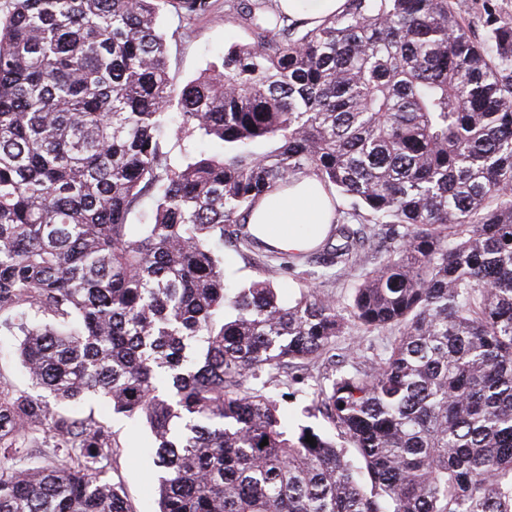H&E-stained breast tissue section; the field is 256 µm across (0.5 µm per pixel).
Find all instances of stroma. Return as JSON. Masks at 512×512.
Listing matches in <instances>:
<instances>
[{"label":"stroma","instance_id":"35a3bbf8","mask_svg":"<svg viewBox=\"0 0 512 512\" xmlns=\"http://www.w3.org/2000/svg\"><path fill=\"white\" fill-rule=\"evenodd\" d=\"M238 0H216L213 10L193 20H181L173 6H165L161 28L168 50V65L177 82L197 77L214 58L231 43L248 41L249 32L236 13ZM232 265L227 276L234 287L267 280L284 296H299L302 290L317 289L322 295L348 307L356 278L303 279L282 262L263 264L251 252L232 253ZM390 330L368 332L350 324L337 336L333 356L289 365L277 374L271 385L281 408L300 419L311 405L310 392L317 383L325 381L335 369L336 361H351L364 367L373 354L381 352L393 341ZM96 417L107 421L117 445L112 460V480L121 484L131 512H155L157 504L148 498L146 483L154 465L148 452L149 437L143 421L110 413L103 400L91 402Z\"/></svg>","mask_w":512,"mask_h":512}]
</instances>
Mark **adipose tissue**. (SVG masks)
<instances>
[{
    "mask_svg": "<svg viewBox=\"0 0 512 512\" xmlns=\"http://www.w3.org/2000/svg\"><path fill=\"white\" fill-rule=\"evenodd\" d=\"M345 0H277L288 17L316 26L341 12ZM332 218L328 194L315 179H298L285 190H276L254 207L249 223L253 233L279 250L294 254L311 249L314 240L298 233L302 224L326 228Z\"/></svg>",
    "mask_w": 512,
    "mask_h": 512,
    "instance_id": "adipose-tissue-1",
    "label": "adipose tissue"
}]
</instances>
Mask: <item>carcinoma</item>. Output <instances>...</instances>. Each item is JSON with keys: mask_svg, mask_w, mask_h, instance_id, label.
I'll list each match as a JSON object with an SVG mask.
<instances>
[{"mask_svg": "<svg viewBox=\"0 0 512 512\" xmlns=\"http://www.w3.org/2000/svg\"><path fill=\"white\" fill-rule=\"evenodd\" d=\"M165 2L0 19V336L33 386L0 382V512H129L91 397L149 429L156 512H512V20L483 0L478 41L451 0H347L310 29L243 0L252 41L179 87ZM173 123L212 150L172 157ZM300 177L349 208L291 266L367 268L350 315L397 331L314 393L324 426L267 383L343 310L224 276L226 243L278 255L248 218Z\"/></svg>", "mask_w": 512, "mask_h": 512, "instance_id": "1", "label": "carcinoma"}]
</instances>
